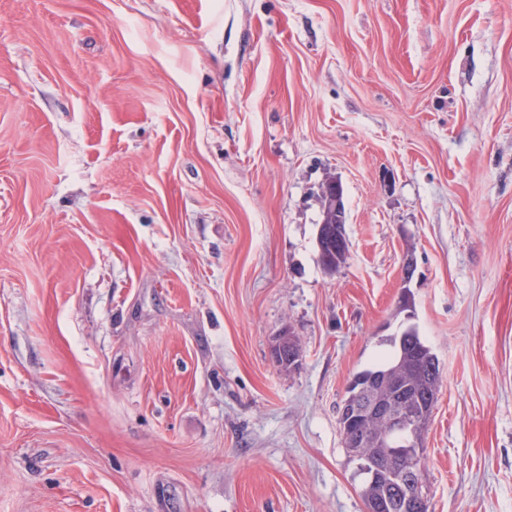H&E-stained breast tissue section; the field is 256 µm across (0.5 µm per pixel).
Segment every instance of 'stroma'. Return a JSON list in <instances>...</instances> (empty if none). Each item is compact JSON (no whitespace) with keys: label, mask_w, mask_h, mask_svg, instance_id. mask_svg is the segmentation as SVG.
I'll use <instances>...</instances> for the list:
<instances>
[{"label":"stroma","mask_w":512,"mask_h":512,"mask_svg":"<svg viewBox=\"0 0 512 512\" xmlns=\"http://www.w3.org/2000/svg\"><path fill=\"white\" fill-rule=\"evenodd\" d=\"M409 324L429 512H512V0H0V512H366ZM322 195L327 200L336 199V219L334 217V213H328L325 211L324 218H322L323 221L319 226L317 237V243L320 251L326 249L327 247L331 248L335 241L336 246L342 245V241L340 240L335 227H337L336 224H338V222H341L346 218L344 198L342 194V184L338 178L331 177L326 180L322 188ZM407 329L412 333L402 335ZM407 329L385 339L389 353L353 375L342 401L349 404L357 390L371 378L380 396L393 400L403 395L404 408L424 416L425 425L420 434L422 447L437 400L441 372L436 354L423 341L417 328Z\"/></svg>","instance_id":"1"}]
</instances>
